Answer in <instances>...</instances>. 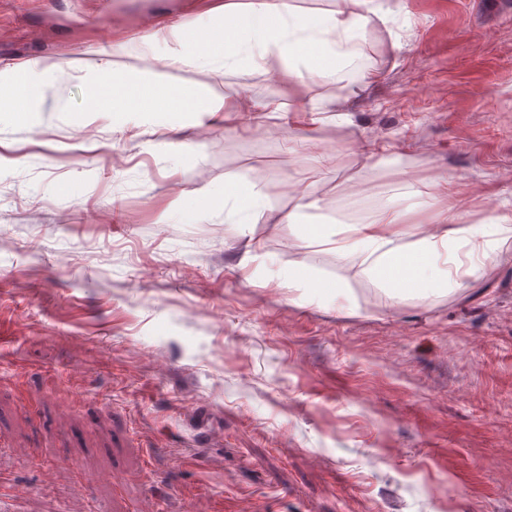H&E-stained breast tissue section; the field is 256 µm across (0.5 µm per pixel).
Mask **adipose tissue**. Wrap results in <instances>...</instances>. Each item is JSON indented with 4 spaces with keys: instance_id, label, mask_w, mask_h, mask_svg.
I'll use <instances>...</instances> for the list:
<instances>
[{
    "instance_id": "1",
    "label": "adipose tissue",
    "mask_w": 512,
    "mask_h": 512,
    "mask_svg": "<svg viewBox=\"0 0 512 512\" xmlns=\"http://www.w3.org/2000/svg\"><path fill=\"white\" fill-rule=\"evenodd\" d=\"M219 36L204 41L203 27L161 26L148 36L162 58L175 65L224 80L223 90H208L185 104L163 95L165 73L143 84L134 109L142 123L156 124L164 113L224 112L236 114L240 139L251 138L262 120L277 118L296 129L299 145L316 143L326 126L350 124L345 104L368 90L379 70L359 52L357 42L369 28L387 27L386 14L375 0H344L329 21L299 13L289 0H224ZM284 77L279 96L260 98L251 81ZM333 86V93L313 95L310 85ZM293 206L278 212L275 197L259 180L242 175L224 182L220 214L233 238L250 237L265 213L278 212L279 223L304 240L335 244V276L316 263L282 267L276 287L295 293L297 301L356 307L353 280H366L396 302L438 301L476 277L481 263L492 258L501 241L512 238V223L465 224L438 221L428 231L404 228V209L387 200L368 203L363 215L328 218L321 198L294 183Z\"/></svg>"
}]
</instances>
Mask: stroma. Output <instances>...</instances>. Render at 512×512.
Instances as JSON below:
<instances>
[{
	"mask_svg": "<svg viewBox=\"0 0 512 512\" xmlns=\"http://www.w3.org/2000/svg\"><path fill=\"white\" fill-rule=\"evenodd\" d=\"M223 2L0 0V90L44 86L0 113V493L26 488L25 512H512V239L435 305L354 282L355 314L250 277L213 217L252 165L335 209L404 177L447 194L449 220L512 216V0H381V78L351 125L295 149L279 124L247 152L237 117L158 127L128 109L154 71L168 94L202 91L209 76L164 67L147 35L221 24ZM363 140L397 169L357 156ZM253 248L336 268L333 244L273 213ZM51 467L71 475L47 483Z\"/></svg>",
	"mask_w": 512,
	"mask_h": 512,
	"instance_id": "stroma-1",
	"label": "stroma"
}]
</instances>
